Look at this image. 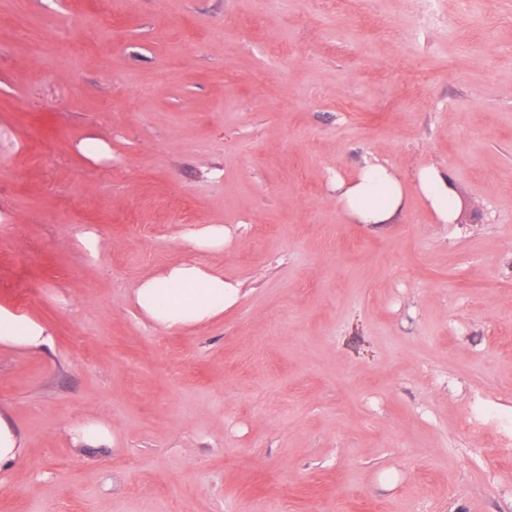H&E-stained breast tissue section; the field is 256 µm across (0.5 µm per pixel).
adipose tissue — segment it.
<instances>
[{"label":"adipose tissue","mask_w":512,"mask_h":512,"mask_svg":"<svg viewBox=\"0 0 512 512\" xmlns=\"http://www.w3.org/2000/svg\"><path fill=\"white\" fill-rule=\"evenodd\" d=\"M417 182L438 220L453 223L458 203L447 179L433 167L419 171ZM336 198L353 224H384L404 210L406 197L395 172L380 162L364 163L354 179L337 178ZM238 298L237 287L222 270L200 263L166 266L145 276L132 302L151 323L163 329L190 330L223 316ZM47 327L0 310V346L39 350L50 345Z\"/></svg>","instance_id":"adipose-tissue-1"}]
</instances>
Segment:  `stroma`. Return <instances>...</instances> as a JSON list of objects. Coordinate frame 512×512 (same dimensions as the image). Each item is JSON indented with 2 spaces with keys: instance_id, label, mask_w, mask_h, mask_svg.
<instances>
[{
  "instance_id": "stroma-1",
  "label": "stroma",
  "mask_w": 512,
  "mask_h": 512,
  "mask_svg": "<svg viewBox=\"0 0 512 512\" xmlns=\"http://www.w3.org/2000/svg\"><path fill=\"white\" fill-rule=\"evenodd\" d=\"M414 4L0 0V309L52 336L0 348V512H512V0ZM367 161L392 223L343 218ZM176 261L236 284L221 321L132 306ZM335 188L343 215L353 224H386L406 205L401 181L380 162H365L351 180L336 176ZM420 191L442 224H452L458 214V203L448 180L433 167L422 168L417 177ZM227 240V234L224 225L210 224L200 230L191 238L192 244L196 248L206 250H223ZM23 453L20 434L7 417L0 414V470L12 469Z\"/></svg>"
}]
</instances>
